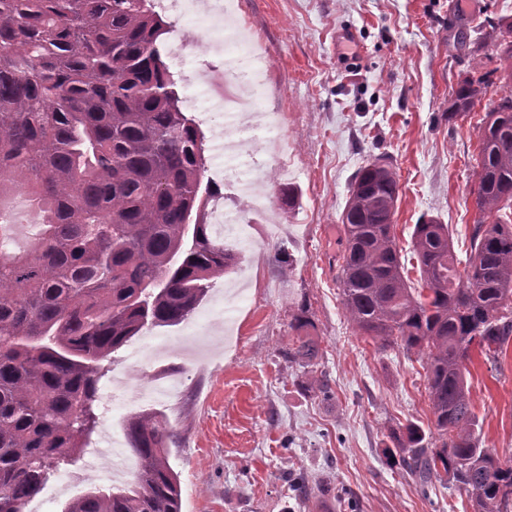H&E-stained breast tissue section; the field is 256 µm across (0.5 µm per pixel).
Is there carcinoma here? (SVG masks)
Instances as JSON below:
<instances>
[{
	"instance_id": "obj_1",
	"label": "carcinoma",
	"mask_w": 512,
	"mask_h": 512,
	"mask_svg": "<svg viewBox=\"0 0 512 512\" xmlns=\"http://www.w3.org/2000/svg\"><path fill=\"white\" fill-rule=\"evenodd\" d=\"M474 31L496 41L451 95L448 119L482 99L476 208L466 260L448 225H414L405 274L394 232L395 172L375 158L342 214L339 269L360 335L421 356L432 414L410 424L399 457L420 487L449 477L473 512H512V462L483 444L468 362L497 364L512 340V18L484 11ZM155 0H0V512L26 503L79 460L98 424L103 362L145 329L188 320L212 279L240 259L214 238L204 134L180 107ZM495 83L505 88L486 98ZM35 215L16 247L12 200ZM297 337L288 356L308 363ZM141 465L63 512H181L169 444L152 412L124 422Z\"/></svg>"
}]
</instances>
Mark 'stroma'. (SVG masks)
Wrapping results in <instances>:
<instances>
[{"mask_svg":"<svg viewBox=\"0 0 512 512\" xmlns=\"http://www.w3.org/2000/svg\"><path fill=\"white\" fill-rule=\"evenodd\" d=\"M512 16V0H235L261 38L268 59L256 108L283 118L287 146L267 157L255 189L296 193L288 212L243 211L222 225L241 253L216 278L190 319L143 331L120 349L100 385L98 431L114 443L112 459L136 467L125 417L150 411L177 432L169 461L177 472L182 512H472L471 494L455 483L420 491L397 462L407 425L431 419L425 372L417 355L378 348L348 321L337 275L341 217L355 175L373 158L396 172L394 222L400 248L415 224H446L465 258L476 208L473 156L484 114L449 120L452 89L467 70L448 28L485 2ZM174 23L168 45L188 41L177 83L201 85L182 109L205 135L206 176L224 186L222 112L242 94L233 67L252 48L224 39V0H197ZM308 321L290 324L299 310ZM319 348L312 363L289 358L296 336ZM472 401L486 447L512 458V347L491 370L484 356L469 365ZM138 388L120 406L125 387ZM303 492H296L295 479ZM108 477H87L84 464L62 470L44 487L56 512Z\"/></svg>","mask_w":512,"mask_h":512,"instance_id":"1","label":"stroma"}]
</instances>
